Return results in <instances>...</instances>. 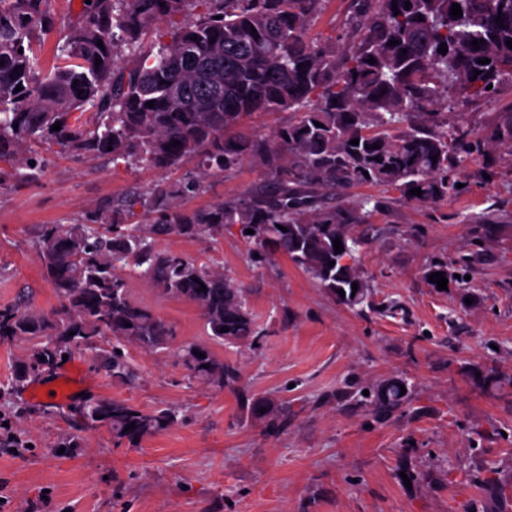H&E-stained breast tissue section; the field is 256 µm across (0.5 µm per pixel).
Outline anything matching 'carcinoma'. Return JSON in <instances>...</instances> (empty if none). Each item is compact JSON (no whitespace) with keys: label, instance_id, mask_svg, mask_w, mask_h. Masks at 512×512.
<instances>
[{"label":"carcinoma","instance_id":"obj_1","mask_svg":"<svg viewBox=\"0 0 512 512\" xmlns=\"http://www.w3.org/2000/svg\"><path fill=\"white\" fill-rule=\"evenodd\" d=\"M322 3L91 0L76 16L62 18L49 0H0V182L36 180L40 166L29 162L56 147L78 159L161 171L193 165L179 182L132 190L71 224L42 228L36 247L59 305L49 313L23 303L0 308V340L48 334L55 340L37 347L18 378L50 371L63 355L110 336L111 348L95 353L98 368L133 381L124 343L153 351L175 332L131 301L127 270L165 295L196 304L212 339L256 342L243 290L224 269L158 247L165 236L214 239L236 224L257 261L274 250L339 304L354 309L368 303L371 289L359 257L368 240L358 227L369 215L366 207L382 202L357 200L350 190L384 186L408 202L434 205L458 192L448 170L485 139L512 155V117L484 138L462 127L448 131V116L436 111L454 95L492 99L504 77L512 79L506 44L512 0H355L359 37L341 47L332 37H308ZM454 4L463 13L457 19ZM52 35L56 62L46 71L39 52ZM444 43L448 52L442 54ZM484 58L490 63H477ZM274 111L293 118L268 135L242 130L253 113ZM57 122L61 129L54 131ZM247 160L266 170L265 181L232 201L186 206L202 182ZM413 188L422 196L410 194ZM337 238L340 253L334 252ZM451 265L467 261L433 260L424 277L441 272L448 283L466 287L467 280L449 272ZM225 326L229 331H221ZM179 357L193 374L238 388L239 370L197 344L180 346ZM404 384L392 377L370 387L373 413L399 410L407 398ZM262 409L273 421L284 415L262 398L252 401V414ZM77 414L83 427L106 424L116 438L132 442L177 420L171 410L145 413L108 400L85 404Z\"/></svg>","mask_w":512,"mask_h":512}]
</instances>
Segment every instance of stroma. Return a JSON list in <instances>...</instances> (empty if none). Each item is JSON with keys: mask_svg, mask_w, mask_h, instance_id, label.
Listing matches in <instances>:
<instances>
[{"mask_svg": "<svg viewBox=\"0 0 512 512\" xmlns=\"http://www.w3.org/2000/svg\"><path fill=\"white\" fill-rule=\"evenodd\" d=\"M351 16V0H324L309 35L351 40ZM511 111L507 79L495 100L447 109L449 122L485 133ZM451 174L461 191L431 206L357 187L382 203L363 226L372 295L360 312L285 256L255 262L237 228L212 243L160 238L161 247L221 267L244 288L261 337L251 346L218 343L195 304L128 276L130 299L173 326V343L153 352L126 346L133 383L99 371L91 352L70 359L87 376L83 399L177 410L175 425L138 442L106 427L76 431L73 403L29 397L52 374L17 381L35 343L0 341V512H495L487 480L512 481V389L489 378L494 369L512 372V159L488 146ZM181 176L55 152L38 180L5 181L0 308L21 299L46 312L56 306L35 247L42 225L72 223L133 188ZM264 178L261 166L245 162L187 204L241 197ZM460 257L471 260L469 291L425 281L430 261ZM186 343L233 363L246 393L192 376L176 354ZM391 377L406 380L408 400L375 416L358 391ZM253 398L287 406V426L256 418ZM75 433L81 445L68 447Z\"/></svg>", "mask_w": 512, "mask_h": 512, "instance_id": "stroma-1", "label": "stroma"}]
</instances>
